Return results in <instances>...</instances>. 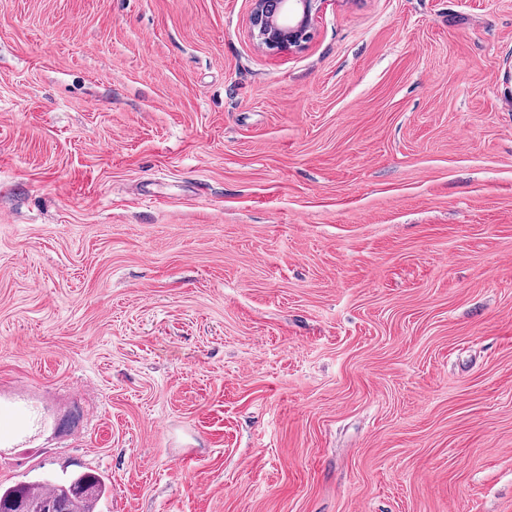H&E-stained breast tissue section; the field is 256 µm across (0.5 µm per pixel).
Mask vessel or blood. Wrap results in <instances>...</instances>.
Here are the masks:
<instances>
[{
  "label": "vessel or blood",
  "mask_w": 512,
  "mask_h": 512,
  "mask_svg": "<svg viewBox=\"0 0 512 512\" xmlns=\"http://www.w3.org/2000/svg\"><path fill=\"white\" fill-rule=\"evenodd\" d=\"M45 426L41 409L24 388L0 391V447L22 445Z\"/></svg>",
  "instance_id": "vessel-or-blood-1"
}]
</instances>
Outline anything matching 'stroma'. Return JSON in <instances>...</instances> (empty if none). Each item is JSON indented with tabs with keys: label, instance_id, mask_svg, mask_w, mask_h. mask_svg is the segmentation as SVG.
Instances as JSON below:
<instances>
[{
	"label": "stroma",
	"instance_id": "35a3bbf8",
	"mask_svg": "<svg viewBox=\"0 0 512 512\" xmlns=\"http://www.w3.org/2000/svg\"><path fill=\"white\" fill-rule=\"evenodd\" d=\"M0 0V485L95 512H512V0ZM249 17L252 36L259 46L298 50L310 38L322 0H253ZM45 426L43 412L23 387L0 391V447L22 445ZM105 491V478L91 472L77 474L65 484L47 486L38 481L0 487V512H48V505L55 506L53 512H94ZM19 504L23 511H18Z\"/></svg>",
	"mask_w": 512,
	"mask_h": 512
}]
</instances>
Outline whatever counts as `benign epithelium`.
Masks as SVG:
<instances>
[{"mask_svg":"<svg viewBox=\"0 0 512 512\" xmlns=\"http://www.w3.org/2000/svg\"><path fill=\"white\" fill-rule=\"evenodd\" d=\"M320 0H253L252 36L269 49L298 50L310 38Z\"/></svg>","mask_w":512,"mask_h":512,"instance_id":"benign-epithelium-1","label":"benign epithelium"}]
</instances>
